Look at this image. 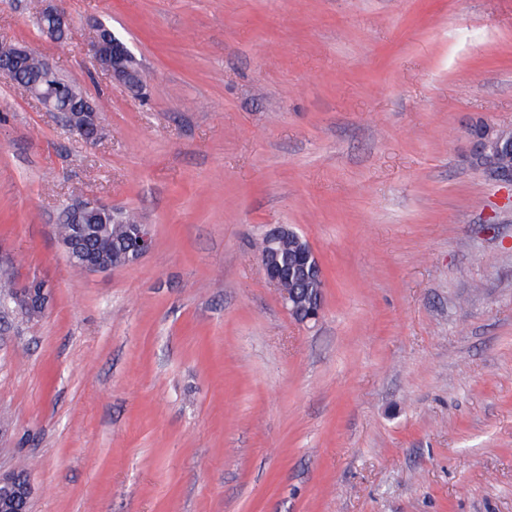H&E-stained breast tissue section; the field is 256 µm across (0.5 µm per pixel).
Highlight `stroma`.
Returning <instances> with one entry per match:
<instances>
[{
    "instance_id": "stroma-1",
    "label": "stroma",
    "mask_w": 512,
    "mask_h": 512,
    "mask_svg": "<svg viewBox=\"0 0 512 512\" xmlns=\"http://www.w3.org/2000/svg\"><path fill=\"white\" fill-rule=\"evenodd\" d=\"M0 0L100 108L84 142L0 78V257L51 292L0 319V470L31 512H512V188L462 160L512 127V0ZM105 24L143 67L99 70ZM95 201L152 251L74 274L54 232ZM323 268L300 324L256 242ZM41 15L51 20V24L43 28V35L56 41L68 38L71 30V21L64 12L52 7H46L42 10ZM263 237L267 247L266 251L259 253L263 278L275 288L288 313L297 322L307 324L317 321L322 312L321 290L319 288H309L314 291V293H309L304 289L309 284L300 280H293V284L297 288H287L279 261L283 244L288 241V249H293L296 244L295 241H290L288 238H295L301 242L299 233L290 226L278 225L267 230ZM264 239L261 238L259 242V251L263 249ZM293 258V265L296 268L302 269L304 271L311 269L312 273L316 274V280L318 283L323 280L321 265L309 244H303L300 249L295 252Z\"/></svg>"
}]
</instances>
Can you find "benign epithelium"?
Segmentation results:
<instances>
[{"label":"benign epithelium","mask_w":512,"mask_h":512,"mask_svg":"<svg viewBox=\"0 0 512 512\" xmlns=\"http://www.w3.org/2000/svg\"><path fill=\"white\" fill-rule=\"evenodd\" d=\"M42 15L51 20V24L43 28V35L59 41L68 38L71 21L68 16L52 7L42 10ZM106 26L102 23L94 30L93 51L97 67L106 72L113 80L123 84L133 92L143 88L142 74L134 70L138 61L120 38L112 37L108 43L102 38ZM33 51L24 45L0 46V72L8 75L13 73L15 66L32 57ZM42 81L37 85L24 88L31 97L48 112H59V101L62 99H80L83 111L68 114V125L84 141L94 143L100 139L101 123L94 105L84 96L76 94L77 87L70 83L66 86L56 84L57 70L48 62L41 61ZM467 149L465 163L485 173L495 182L512 187V127L504 128L487 121L474 120L465 126ZM95 208L100 212L118 214L115 208L101 204L76 201L69 205L68 214L74 224L75 235L72 241L61 243V247L71 264L80 262L88 272L109 271L130 264L127 259L116 262L105 259L90 260L77 247L79 239L93 232V226L85 222L87 209ZM295 238L299 233L286 225H278L264 234L266 251L259 253V263L263 278L277 291L288 313L299 323L307 324L320 318L322 312V292L314 289L310 293L303 288H288L281 270L279 256L285 242ZM135 245L138 257L150 253L154 247L152 225L140 224L137 228ZM293 265L304 271L311 270L316 280H323L321 265L308 245H302L293 255ZM50 295L44 284L37 280L16 285L10 296L0 302V317L4 315H22L36 308L44 313L49 307ZM34 494L31 481H19L14 472L0 471V512H27V505Z\"/></svg>","instance_id":"1"}]
</instances>
